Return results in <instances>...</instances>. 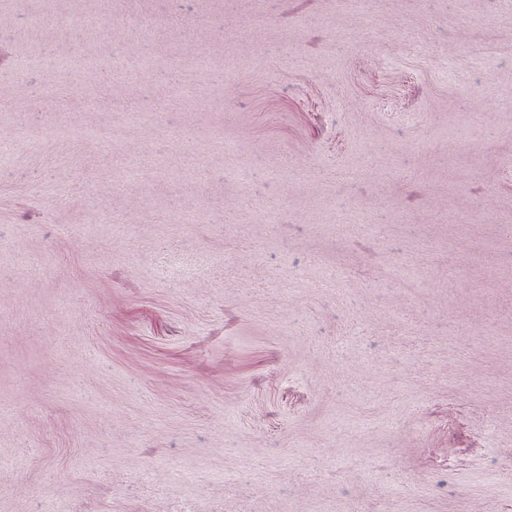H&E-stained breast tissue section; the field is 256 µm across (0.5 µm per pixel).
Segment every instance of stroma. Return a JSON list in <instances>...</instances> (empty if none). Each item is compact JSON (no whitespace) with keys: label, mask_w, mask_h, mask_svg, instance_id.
Returning <instances> with one entry per match:
<instances>
[{"label":"stroma","mask_w":512,"mask_h":512,"mask_svg":"<svg viewBox=\"0 0 512 512\" xmlns=\"http://www.w3.org/2000/svg\"><path fill=\"white\" fill-rule=\"evenodd\" d=\"M50 503L512 512V0H0V512Z\"/></svg>","instance_id":"stroma-1"}]
</instances>
